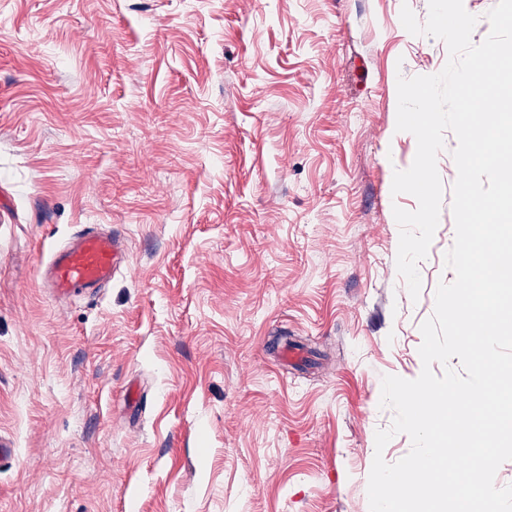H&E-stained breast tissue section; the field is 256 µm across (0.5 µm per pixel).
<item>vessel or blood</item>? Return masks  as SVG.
Listing matches in <instances>:
<instances>
[{
	"instance_id": "obj_1",
	"label": "vessel or blood",
	"mask_w": 512,
	"mask_h": 512,
	"mask_svg": "<svg viewBox=\"0 0 512 512\" xmlns=\"http://www.w3.org/2000/svg\"><path fill=\"white\" fill-rule=\"evenodd\" d=\"M125 259L121 234L85 228L52 253L39 280L58 300L92 294L111 281Z\"/></svg>"
}]
</instances>
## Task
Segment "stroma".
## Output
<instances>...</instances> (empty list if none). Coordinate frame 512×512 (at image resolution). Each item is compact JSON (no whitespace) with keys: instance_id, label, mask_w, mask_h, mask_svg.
Masks as SVG:
<instances>
[{"instance_id":"obj_1","label":"stroma","mask_w":512,"mask_h":512,"mask_svg":"<svg viewBox=\"0 0 512 512\" xmlns=\"http://www.w3.org/2000/svg\"><path fill=\"white\" fill-rule=\"evenodd\" d=\"M405 5L0 0V512H369L382 379L454 279L449 131L418 298L396 267L397 79L448 60ZM86 224L126 262L52 299Z\"/></svg>"}]
</instances>
